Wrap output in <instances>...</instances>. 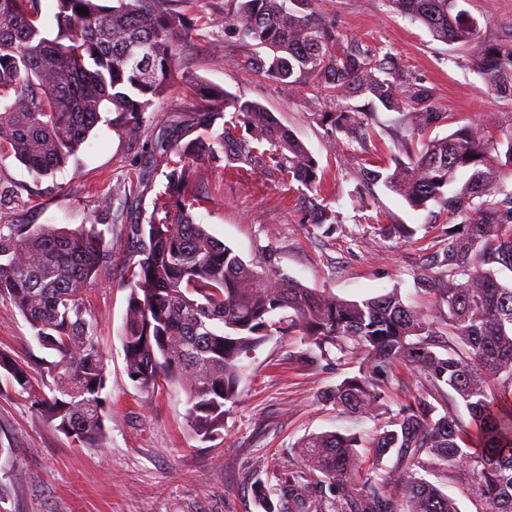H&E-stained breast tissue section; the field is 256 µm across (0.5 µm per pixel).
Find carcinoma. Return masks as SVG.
I'll list each match as a JSON object with an SVG mask.
<instances>
[{
    "instance_id": "cac0c4a2",
    "label": "carcinoma",
    "mask_w": 512,
    "mask_h": 512,
    "mask_svg": "<svg viewBox=\"0 0 512 512\" xmlns=\"http://www.w3.org/2000/svg\"><path fill=\"white\" fill-rule=\"evenodd\" d=\"M177 0H56L53 32L39 26L42 0H0V157H14L36 179L78 153L103 112L133 135L177 69ZM321 0H229L224 35L235 39V64L249 75L292 87L311 86L336 102L317 120L361 151H379L378 108L398 113L389 162L365 169L414 210L439 206L450 223L436 255L438 270L420 278L441 313L440 326L405 304L398 290L345 300L257 268L216 239L191 213L188 189L199 162L224 158L238 175L278 172L310 192L323 170L306 145L261 104L205 90L204 104L182 112L153 147L166 166L154 216L131 229L139 256L126 264L121 344L128 376L146 392L163 382L188 393L186 422L207 441L224 428V406L237 401L243 358L268 336L299 332L320 350L355 360L358 374L325 398L344 412L387 407L389 377L406 365L424 377L417 396L382 426L372 448L396 452L398 496L372 467L362 470L359 437L306 435L296 446L301 469L288 472V503L257 490L262 512H458L455 501L415 469L455 466L490 512H512V127L496 136L470 120L452 123L425 85L382 46L345 36L322 19ZM422 24L432 39L456 44L496 98L512 104V40L482 39L458 0H387ZM84 8L88 15L79 14ZM139 47L144 63L132 60ZM366 103L358 104L356 100ZM309 224H336L317 199L301 202ZM120 249L92 224H0V298L29 324L54 359L40 378L0 353V371L58 432L80 445L109 437L107 357L86 291L110 279ZM280 312L277 322L271 315ZM444 349L445 353L438 352ZM464 406L465 423L457 412ZM335 492H309L311 481Z\"/></svg>"
}]
</instances>
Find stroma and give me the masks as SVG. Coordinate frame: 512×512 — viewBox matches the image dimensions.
Instances as JSON below:
<instances>
[{"instance_id": "obj_1", "label": "stroma", "mask_w": 512, "mask_h": 512, "mask_svg": "<svg viewBox=\"0 0 512 512\" xmlns=\"http://www.w3.org/2000/svg\"><path fill=\"white\" fill-rule=\"evenodd\" d=\"M227 0H179L188 33L178 41L179 73L165 97L122 133L112 113L82 146L78 159L55 176L35 180L14 158L0 160V224H55L74 229L106 225V239L128 240L131 225L148 223L165 190V170L153 165L152 148L172 112L201 101L203 87L223 89L261 103L301 139L325 170L326 199L340 225L326 231L304 224L295 208L298 185L281 175L243 179L223 163L201 162L190 187L193 216L245 261L261 262L273 251L280 271L310 288L347 300L399 289L409 306L439 312L418 279L430 273L448 226L432 211H416L383 183L364 185L362 155L344 135L332 134L314 117L312 93L242 73L236 46L224 37ZM487 39H512V0H460ZM321 15L350 37L386 47L409 70L434 87L439 102L459 118H473L491 132L512 125V105L492 96L456 45L433 41L420 24L389 8L385 0H322ZM144 181L131 199L113 187L136 175ZM380 211V224L365 210ZM406 224L409 239L384 236L381 224ZM128 282L90 288L86 306L97 320L107 356L110 438L101 447L71 443L0 378V512H260L258 484L276 487L277 471L297 467L296 444L330 431L360 435L369 445L378 423L339 414L324 401L355 367L337 349L321 352L305 336L271 332L248 358L236 403L226 404L220 435L203 441L185 422L187 394L177 384L157 393L141 390L128 376L121 345ZM0 350L36 365L45 351L8 301L0 300ZM26 481L9 480L14 471ZM422 478L454 498L460 512H487L450 468L422 470Z\"/></svg>"}]
</instances>
